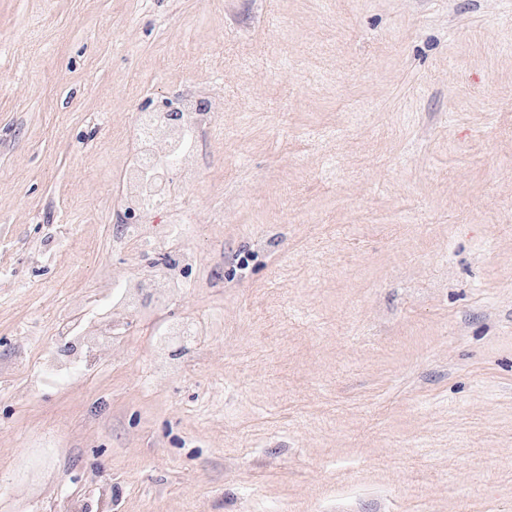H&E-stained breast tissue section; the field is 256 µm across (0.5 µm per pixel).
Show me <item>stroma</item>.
Instances as JSON below:
<instances>
[{
  "label": "stroma",
  "mask_w": 512,
  "mask_h": 512,
  "mask_svg": "<svg viewBox=\"0 0 512 512\" xmlns=\"http://www.w3.org/2000/svg\"><path fill=\"white\" fill-rule=\"evenodd\" d=\"M182 90L202 335L43 373ZM0 512H512V0H0ZM190 321H174L162 325L153 349V367L158 380L162 381L180 372L181 366L171 355V347L176 338L193 333Z\"/></svg>",
  "instance_id": "1"
}]
</instances>
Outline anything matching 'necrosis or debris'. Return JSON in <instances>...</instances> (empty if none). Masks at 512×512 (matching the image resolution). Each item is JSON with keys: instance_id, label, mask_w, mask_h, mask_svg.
<instances>
[{"instance_id": "4bbe7bcc", "label": "necrosis or debris", "mask_w": 512, "mask_h": 512, "mask_svg": "<svg viewBox=\"0 0 512 512\" xmlns=\"http://www.w3.org/2000/svg\"><path fill=\"white\" fill-rule=\"evenodd\" d=\"M180 111L178 123H169L163 110L142 113L130 133V151L115 207L119 212L118 244H125L136 233L132 218H145L146 202L167 199L180 187L199 177L198 158L193 143L208 128L219 103L200 106L193 96L170 100ZM152 270L124 280L119 298L106 313L96 318L80 317L63 328L61 348L47 354L43 368L50 373L80 365L94 370L115 337L125 335L132 320L150 319L177 296L183 286L182 272L197 262L196 253L185 247L177 233L156 232L151 238ZM193 324L174 321L164 324L153 349V367L157 379L179 373L181 366L171 355V347L181 336L191 335Z\"/></svg>"}]
</instances>
